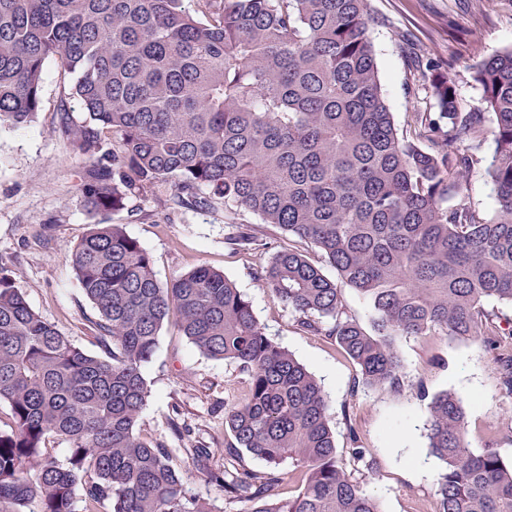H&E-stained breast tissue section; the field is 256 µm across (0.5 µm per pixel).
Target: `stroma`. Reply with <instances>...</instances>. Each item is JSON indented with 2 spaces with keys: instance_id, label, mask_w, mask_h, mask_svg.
Returning <instances> with one entry per match:
<instances>
[{
  "instance_id": "35a3bbf8",
  "label": "stroma",
  "mask_w": 512,
  "mask_h": 512,
  "mask_svg": "<svg viewBox=\"0 0 512 512\" xmlns=\"http://www.w3.org/2000/svg\"><path fill=\"white\" fill-rule=\"evenodd\" d=\"M368 9L382 91L398 128L411 129L412 113L436 109L430 73L413 69L405 53L409 46L454 79L461 111H481L483 91L473 69L512 47V0H368ZM71 85V75L47 60L39 112L25 126L0 127V272L12 278L35 312L93 354L97 348L85 323L96 311L67 259L68 250L99 221L77 192L86 162L61 131L63 120L79 125L86 118ZM492 150V144L484 145L480 163L460 177L453 198L488 219L497 209L485 173ZM168 193V186L154 188L106 220L139 241L160 281L206 265L236 284L266 335L321 382L339 452L347 458L361 448L374 460L373 470L360 467L355 474L382 512H435L433 489L442 464L427 448L425 427L429 398L436 393L454 392L467 407L472 450L494 440L504 461H512V399L501 395L494 350L443 336L406 338L398 344L400 388L363 386L356 365L336 343L298 331L294 313L259 281L257 270L288 245L287 235L244 211L239 220L255 227L261 245L235 249L223 209L172 210ZM143 374L150 396L140 431L174 449L173 462L191 494L225 512H246L244 504H225L222 489L187 454L196 446H223L224 402L243 394L245 375L233 363L202 354L171 322L162 327ZM175 417L189 427L180 439L171 430Z\"/></svg>"
}]
</instances>
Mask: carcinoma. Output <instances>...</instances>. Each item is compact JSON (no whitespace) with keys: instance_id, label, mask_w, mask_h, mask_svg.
<instances>
[{"instance_id":"obj_1","label":"carcinoma","mask_w":512,"mask_h":512,"mask_svg":"<svg viewBox=\"0 0 512 512\" xmlns=\"http://www.w3.org/2000/svg\"><path fill=\"white\" fill-rule=\"evenodd\" d=\"M367 0H0V125L39 111L43 66L60 60L87 119L63 122L88 160L80 194L115 213L167 184L181 208H224L228 238L258 242L242 211L308 242L337 273L290 245L258 278L303 333L331 338L368 387H401L397 341L440 335L498 350L512 398V48L476 66L483 112L458 109L453 79L429 78L439 111L412 120L431 147L400 131L368 35ZM494 126H486V113ZM498 203L486 220L448 206L456 177L479 163ZM97 312L102 355L76 346L0 275V512H215L187 494L172 451L138 431L150 390L142 366L165 321L201 353L247 376L224 405L222 448H186L248 512H381L347 469L314 375L268 338L224 273L201 265L160 282L121 224L93 225L69 252ZM373 310L370 328L343 309L342 287ZM467 409L452 392L428 403L426 436L443 463L435 512H512V464L466 442ZM66 443L61 461L51 444ZM265 462L253 469L242 452ZM224 467H213L216 457ZM288 462V473L281 464ZM297 485L283 496L285 481Z\"/></svg>"}]
</instances>
